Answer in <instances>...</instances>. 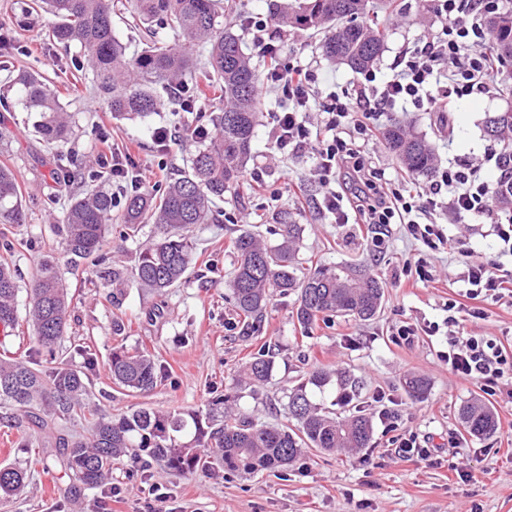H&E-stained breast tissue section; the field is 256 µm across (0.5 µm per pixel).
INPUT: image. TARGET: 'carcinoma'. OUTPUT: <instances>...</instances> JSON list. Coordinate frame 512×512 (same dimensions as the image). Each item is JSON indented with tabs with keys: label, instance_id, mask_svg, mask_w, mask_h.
<instances>
[{
	"label": "carcinoma",
	"instance_id": "1",
	"mask_svg": "<svg viewBox=\"0 0 512 512\" xmlns=\"http://www.w3.org/2000/svg\"><path fill=\"white\" fill-rule=\"evenodd\" d=\"M368 0H281L271 22L276 34L288 29L322 34L324 55L355 71L373 67L384 51L385 34L362 23ZM126 10L150 33L135 56L114 34L112 15ZM28 10L47 19L44 36L52 44L75 47V65H86L84 79L101 96L110 112L127 119L148 118L158 109V90L168 89L192 74L195 99L205 89L220 93L223 106L202 115L204 123L184 130L182 147L190 161L178 178L158 191L136 192L115 214L112 194L102 188L72 198L55 225L64 245L65 263L43 258L29 284L26 309L33 327L35 353L45 361L0 357V407L21 413L30 424L54 440L59 463L82 485L95 488L112 474V466L128 457L148 469L193 474L221 470L241 477L286 470L303 453H330L371 447L373 422L359 409L344 414L357 381L344 369L318 365L285 392L288 423H255L229 394L211 400L208 408L160 411L138 408L113 415L87 406V383L81 373L56 356L66 335L73 295L66 274L87 266L101 284L118 287L131 279L139 287L162 292L186 278L193 263L189 229L216 221L217 203L234 193L251 158V143L259 125L257 70L242 49L236 31L241 15L236 0H30ZM493 56L512 62V12L497 13L486 22ZM28 112L38 113L33 127L51 154L69 158L67 149L73 115L36 71L10 80ZM484 134L503 142L498 157L502 172L494 187L495 204L512 209V111L497 112L484 122ZM386 148L411 174H431L436 157L425 138L395 120L383 131ZM22 190L14 172L0 166V215L21 224L25 214ZM123 226L119 239L136 236L151 224L155 235L143 243L131 269L106 266V236L112 222ZM275 245L259 234L242 230L231 241L233 270L227 281L229 300L244 337L262 335L273 298L296 296L293 325L308 334L319 319L354 318L368 321L380 311L385 283L365 263H317L300 270L298 224H282ZM19 285L7 259L0 260V333L8 336L19 324ZM273 350L261 346L242 366L240 382L261 386L272 376ZM112 384L127 393L146 394L166 378L154 356L138 348L112 350L108 362ZM338 392L326 401L327 386ZM406 394L423 399L426 377L403 379ZM466 434L481 438L495 430L494 410L478 398L459 409ZM57 420H82L86 434L70 437L56 432ZM26 472L0 467V502L17 496Z\"/></svg>",
	"mask_w": 512,
	"mask_h": 512
}]
</instances>
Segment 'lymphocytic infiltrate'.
I'll return each instance as SVG.
<instances>
[{
  "mask_svg": "<svg viewBox=\"0 0 512 512\" xmlns=\"http://www.w3.org/2000/svg\"><path fill=\"white\" fill-rule=\"evenodd\" d=\"M496 6V0H436L435 15L442 24L441 30L428 31L421 49L401 55L390 78L378 79L375 71L369 70L358 88L324 97L318 94L317 72L301 65L283 64L265 39L266 20L250 18L248 27L269 56L265 79L287 102L286 108L273 117L274 144L277 150L291 154L307 147L313 149L320 180L327 187L319 207L335 223H348L351 210L356 209L364 223L378 229L390 224L406 225L414 239L437 250L449 244V237L439 225L421 223L419 216L437 206L440 192H447L448 210L455 215L492 214L493 188L478 176L476 169H445L440 183L423 191L393 183L384 172L366 169L363 150L381 146L379 117L397 103L444 109L450 97L491 92L500 63L484 48V25ZM441 74L447 77L448 85L437 97L430 94L429 87ZM111 157L114 199L149 187L153 169L139 165L128 152L116 149ZM340 169L347 170L356 186L350 207L346 206L343 193L334 187ZM464 280L468 299L496 302L505 296L512 298V272L497 265L469 260ZM445 359L449 372L466 381L493 383L512 377V355L492 338L463 337L461 347L449 349Z\"/></svg>",
  "mask_w": 512,
  "mask_h": 512,
  "instance_id": "obj_1",
  "label": "lymphocytic infiltrate"
}]
</instances>
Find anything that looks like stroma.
I'll use <instances>...</instances> for the list:
<instances>
[{"label":"stroma","instance_id":"obj_1","mask_svg":"<svg viewBox=\"0 0 512 512\" xmlns=\"http://www.w3.org/2000/svg\"><path fill=\"white\" fill-rule=\"evenodd\" d=\"M24 0H0V24L11 29L16 49L0 53V164L8 165L22 187L27 219L12 224L0 219V243H14L12 260L27 288L43 256L63 257L64 248L53 226L72 193L83 184L56 185L49 176L48 153L33 129L35 116L19 103L17 91L6 90V79L21 69L42 73L60 101L75 114L69 146L87 169H101L95 149L102 134H110L120 149L132 150L142 164L162 168L164 178L186 168L188 154L162 151L152 140L159 126L195 125L196 114L168 100L146 121L112 117L97 94L85 84L74 64V51L47 43L42 24L27 16ZM369 18L385 30V51L374 70L378 77L393 75L401 53L421 47L422 38L436 24L434 5L424 0H397L393 10L378 0L369 4ZM283 61H299L335 73L340 89H352L361 73L323 56L319 38L309 31H293L278 42ZM263 115L252 144L248 171L262 173L278 194L263 201L248 183L225 195L218 223L195 226L196 259L179 287L152 293L129 283L121 308H113L112 289L92 284L88 274L70 279L75 309L61 352L72 368L83 372L89 402L115 414L141 407L202 409L216 395L229 393L238 407L259 423L284 422V393L311 367L323 364L350 370L361 381L357 405L371 417L372 445L359 452H313L284 473L226 479L197 472L182 475L158 466L149 470L123 462L107 484L85 491L80 500L69 494L71 481L56 463V451L41 445V435L26 424L7 426L0 409V465L24 464L28 479L0 512H512V389L504 384L485 388L453 376L443 359L452 334L447 324L448 303L466 299L463 257L494 260L512 271V254L503 252L489 223L470 218L452 220L447 208L429 214V222L443 225L452 237V250L433 251L415 240L406 225L393 224L381 241H373L361 224H334L317 203L323 188L312 174L311 151L279 153L271 137L272 118L281 99L259 88ZM512 110V64L502 67L491 93L457 99L449 111L432 112L413 105H396L380 117L381 125L402 120L425 136L438 168L481 164L483 179L500 176L497 160L501 142L485 137L488 115ZM302 228L304 256L325 262L356 261L374 266L386 283L379 317L360 322L343 318L318 324L301 336L291 320L293 298H275L269 308L261 340L241 337L238 318L225 301L226 280L232 268L228 248L239 230H258L269 244L279 240V225ZM432 266L429 280H419V258ZM483 315L464 320L472 336H490L512 352V300L482 302ZM122 317L126 329L114 334L112 320ZM408 323L417 335L399 342L394 332ZM278 346L275 367L265 385H237L242 362L258 351L262 341ZM146 347L168 371L166 381L147 394L116 391L107 363L114 347ZM424 375L430 383L426 398H409L402 379ZM491 404L498 418L488 438L468 436L458 410L472 396ZM426 443L430 461L400 458L391 442L395 436ZM470 464L469 476L457 473L460 461Z\"/></svg>","mask_w":512,"mask_h":512}]
</instances>
